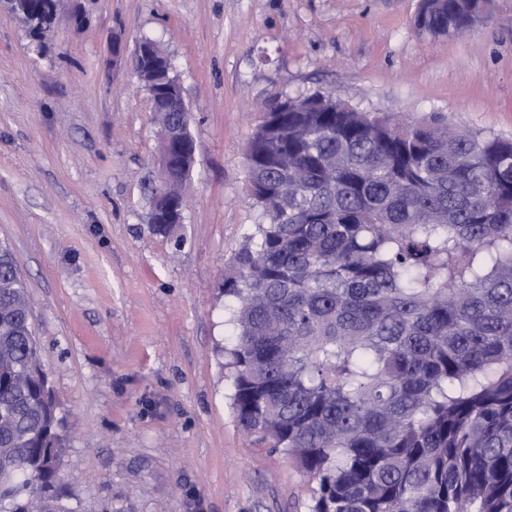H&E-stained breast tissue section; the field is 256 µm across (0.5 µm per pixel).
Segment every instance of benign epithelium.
Listing matches in <instances>:
<instances>
[{"mask_svg": "<svg viewBox=\"0 0 512 512\" xmlns=\"http://www.w3.org/2000/svg\"><path fill=\"white\" fill-rule=\"evenodd\" d=\"M168 62L169 57L158 44L146 39L138 42L133 56V69L138 79L150 88L151 111L178 112L182 117L181 126L177 129H170L168 134L159 141L156 150L154 158L156 169L155 188L151 194L149 210V217L154 224L161 217L171 224H180L183 221V213L186 207L185 198L172 199L169 197V186L174 180L178 179L177 172L171 164L172 150H179L190 165L195 162L197 154L195 139L187 135L189 109L181 85L167 81L161 89L151 90V86L156 83L154 77L163 72ZM334 106H336V100L329 95L294 97L282 100V111L284 112H304Z\"/></svg>", "mask_w": 512, "mask_h": 512, "instance_id": "obj_1", "label": "benign epithelium"}]
</instances>
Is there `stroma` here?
Listing matches in <instances>:
<instances>
[{
	"label": "stroma",
	"instance_id": "obj_1",
	"mask_svg": "<svg viewBox=\"0 0 512 512\" xmlns=\"http://www.w3.org/2000/svg\"><path fill=\"white\" fill-rule=\"evenodd\" d=\"M421 0H69L41 43L0 9V242L67 427L64 512H307L224 378L220 286L258 209L244 148L277 97L512 139V0L459 38ZM168 54L196 164L178 233L147 224L156 128L130 59Z\"/></svg>",
	"mask_w": 512,
	"mask_h": 512
}]
</instances>
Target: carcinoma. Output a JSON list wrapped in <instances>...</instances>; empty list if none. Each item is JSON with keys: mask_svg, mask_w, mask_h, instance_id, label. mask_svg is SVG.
Returning <instances> with one entry per match:
<instances>
[{"mask_svg": "<svg viewBox=\"0 0 512 512\" xmlns=\"http://www.w3.org/2000/svg\"><path fill=\"white\" fill-rule=\"evenodd\" d=\"M476 0H430L454 36ZM257 223L224 273L242 431L309 512H512V141L352 107L263 108ZM0 244V512H63L62 419Z\"/></svg>", "mask_w": 512, "mask_h": 512, "instance_id": "carcinoma-1", "label": "carcinoma"}]
</instances>
